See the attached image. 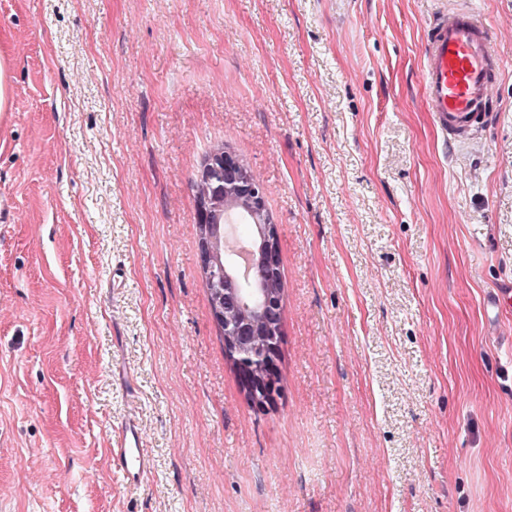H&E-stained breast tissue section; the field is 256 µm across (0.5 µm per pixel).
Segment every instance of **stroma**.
<instances>
[{
  "label": "stroma",
  "instance_id": "1",
  "mask_svg": "<svg viewBox=\"0 0 512 512\" xmlns=\"http://www.w3.org/2000/svg\"><path fill=\"white\" fill-rule=\"evenodd\" d=\"M448 3L0 0V512H512V0H467L502 77L460 145L422 81ZM218 145L278 229L263 411L200 268ZM114 446L110 448L114 468L127 484H141L150 470V458L141 448L140 431L134 420L121 424Z\"/></svg>",
  "mask_w": 512,
  "mask_h": 512
}]
</instances>
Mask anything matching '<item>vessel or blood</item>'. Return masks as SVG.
I'll return each mask as SVG.
<instances>
[{"mask_svg":"<svg viewBox=\"0 0 512 512\" xmlns=\"http://www.w3.org/2000/svg\"><path fill=\"white\" fill-rule=\"evenodd\" d=\"M500 74L491 34L473 10L454 5L435 16L422 79L428 109L445 139L466 141L492 123L490 93ZM111 453L114 468L127 484L142 483L150 459L135 421L121 424Z\"/></svg>","mask_w":512,"mask_h":512,"instance_id":"obj_1","label":"vessel or blood"}]
</instances>
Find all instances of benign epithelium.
Wrapping results in <instances>:
<instances>
[{
    "mask_svg": "<svg viewBox=\"0 0 512 512\" xmlns=\"http://www.w3.org/2000/svg\"><path fill=\"white\" fill-rule=\"evenodd\" d=\"M220 159L224 170V183L210 199L198 205L197 223L207 224L216 210L224 209V199L237 195L247 199L253 213L264 224V264L269 272L280 271L281 259L277 228L274 224L266 223V205L264 190L247 179L242 163L231 153L215 151L209 155L202 167V173L212 168L215 159ZM258 332V327L246 323L224 322V344L226 356L235 362L236 370L245 390V395L252 407L263 410L271 405L279 394L276 359L281 334L271 333L270 341L261 350H251L246 347L247 337Z\"/></svg>",
    "mask_w": 512,
    "mask_h": 512,
    "instance_id": "benign-epithelium-1",
    "label": "benign epithelium"
}]
</instances>
